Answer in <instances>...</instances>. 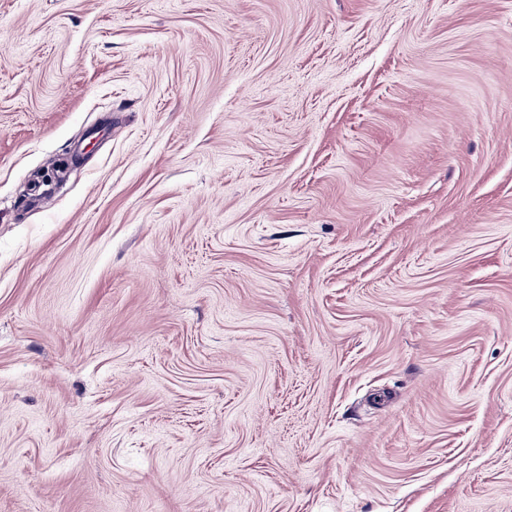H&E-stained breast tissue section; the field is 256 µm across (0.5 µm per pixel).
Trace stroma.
<instances>
[{
    "label": "stroma",
    "mask_w": 512,
    "mask_h": 512,
    "mask_svg": "<svg viewBox=\"0 0 512 512\" xmlns=\"http://www.w3.org/2000/svg\"><path fill=\"white\" fill-rule=\"evenodd\" d=\"M0 512H512V0H0Z\"/></svg>",
    "instance_id": "35a3bbf8"
}]
</instances>
